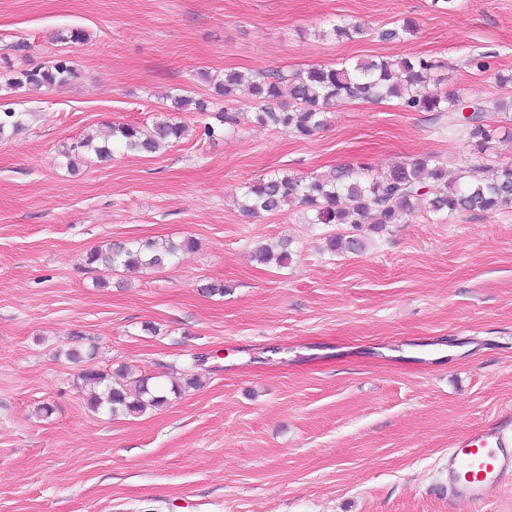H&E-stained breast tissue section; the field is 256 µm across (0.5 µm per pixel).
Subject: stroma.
<instances>
[{
    "instance_id": "obj_1",
    "label": "stroma",
    "mask_w": 512,
    "mask_h": 512,
    "mask_svg": "<svg viewBox=\"0 0 512 512\" xmlns=\"http://www.w3.org/2000/svg\"><path fill=\"white\" fill-rule=\"evenodd\" d=\"M342 16L365 34L330 35ZM406 19L415 33L380 39ZM68 28L85 41H58ZM1 55L0 83L57 56L79 76L0 90V110L27 124L0 139V512H512V487L478 504L448 497L461 433L512 422V209L422 210L333 256L330 226L236 204L278 170L383 172L431 155L453 176L512 162V113L493 115L483 151L389 99L336 102L299 140L257 124L247 93L228 106L210 85L228 69L413 55L441 61L437 90L511 97L496 76L512 71V0H0ZM175 95L239 122L207 137ZM165 118L189 132L158 153L116 144L75 173L62 155L112 124ZM185 236L194 250L109 272L107 288L85 263L109 240ZM283 237L288 266L253 261ZM212 281L224 296L203 293ZM74 344L166 387L202 356L203 385L138 417L94 412L62 354Z\"/></svg>"
}]
</instances>
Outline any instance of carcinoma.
Segmentation results:
<instances>
[{
	"label": "carcinoma",
	"mask_w": 512,
	"mask_h": 512,
	"mask_svg": "<svg viewBox=\"0 0 512 512\" xmlns=\"http://www.w3.org/2000/svg\"><path fill=\"white\" fill-rule=\"evenodd\" d=\"M336 38L353 40L364 34L362 24L342 19L333 25ZM440 64L420 56L397 59L376 58L350 63L343 60L334 67L314 66L285 75L281 72L247 75L227 69L221 79L213 81V92L226 102L236 100L247 88L251 97L262 105L256 122L274 126L301 140L312 138L327 124L326 110L338 100L396 99L409 112H435L444 119L441 129L473 140L485 148L491 140L488 120L497 112L512 110V100L502 97L483 102L467 101L453 92L430 89L432 73ZM78 73L70 61L58 57L48 64L15 73L6 88L37 92L44 87L68 84ZM177 111L208 112V100L172 97ZM23 129L21 116L12 111L0 112V137ZM188 126L182 122L162 120L151 130L135 124L112 126V137L122 141L127 150L154 154L161 147L182 139ZM97 136L86 135L67 151V165L74 169L92 151L99 159L111 158L106 145L96 144ZM241 210L248 215L275 214L298 207L310 224H349L355 235L329 234L324 250L331 253L362 252L367 238L359 231L380 233L392 224H405L425 206L435 214L484 212L512 209V163L487 165L478 163L450 179L442 162L434 156H416L401 161L385 172L374 173L365 166L340 165L315 176H299L286 171L259 177L243 186ZM292 241H280L276 249H259L254 259L261 264L286 266L292 260ZM192 238L172 240L107 242L90 251L86 264L116 269H160L171 263L178 253L194 248ZM95 348L84 351L71 346L66 359L83 364L77 379L93 410L107 409L111 415L137 416L167 405L188 389L203 383L196 372L199 363L184 373L181 384L169 389L150 384L143 376L129 381L124 370H103L95 364Z\"/></svg>",
	"instance_id": "obj_1"
}]
</instances>
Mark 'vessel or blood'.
I'll use <instances>...</instances> for the list:
<instances>
[{"instance_id": "b4317fda", "label": "vessel or blood", "mask_w": 512, "mask_h": 512, "mask_svg": "<svg viewBox=\"0 0 512 512\" xmlns=\"http://www.w3.org/2000/svg\"><path fill=\"white\" fill-rule=\"evenodd\" d=\"M512 486V435L490 425L464 432L448 451V492L478 503L489 487Z\"/></svg>"}]
</instances>
